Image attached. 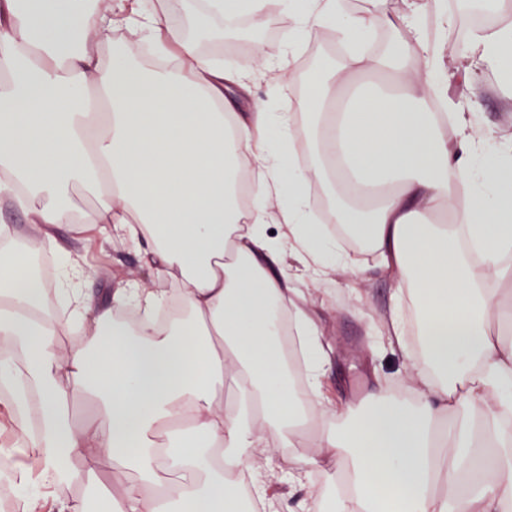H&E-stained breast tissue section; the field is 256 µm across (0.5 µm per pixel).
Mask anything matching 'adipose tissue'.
Returning <instances> with one entry per match:
<instances>
[{
  "instance_id": "ef3b65f1",
  "label": "adipose tissue",
  "mask_w": 512,
  "mask_h": 512,
  "mask_svg": "<svg viewBox=\"0 0 512 512\" xmlns=\"http://www.w3.org/2000/svg\"><path fill=\"white\" fill-rule=\"evenodd\" d=\"M273 2L208 0L193 22L201 37H223L240 17L259 29ZM405 3L393 13L372 0L350 14L341 0H310L294 14L289 46L316 24L349 46L339 66L302 82L307 117L295 120L242 105L249 67L217 64L200 38L140 0L96 10L88 0H0V206L40 227L39 246L61 261L72 322L90 316L98 326L58 357L64 324L27 251L0 255V347L9 352L0 384L10 389L0 404L38 416L37 433L21 436L40 478L14 472L28 512L64 481L99 484L106 512H240L235 472L262 497L287 484L296 498L287 512H311L319 492L310 476L323 464L338 470L336 512H512V302L495 292L512 283V144L490 147L478 100L450 115L433 110L448 77L425 37L427 0ZM118 26L169 69L122 49L102 59ZM380 28L400 34L389 53L361 52ZM469 60L512 77V20L475 35ZM89 86L108 111L85 96ZM77 184L99 197L94 223L144 242L157 278L180 270L178 287L131 284L105 304L83 292V271L55 235L80 221L65 206ZM313 187L332 198L330 220L396 282L381 341L408 359L410 386L403 398L376 390L367 417L339 436L317 433L325 460L301 459L284 476L277 448L338 413L318 390L320 337L291 265L315 283L337 268L367 273L317 224ZM172 298L185 314L157 329L154 314ZM285 304L304 348L306 401L275 339L274 312ZM228 380L237 388L229 406ZM78 395L93 419L74 417Z\"/></svg>"
}]
</instances>
